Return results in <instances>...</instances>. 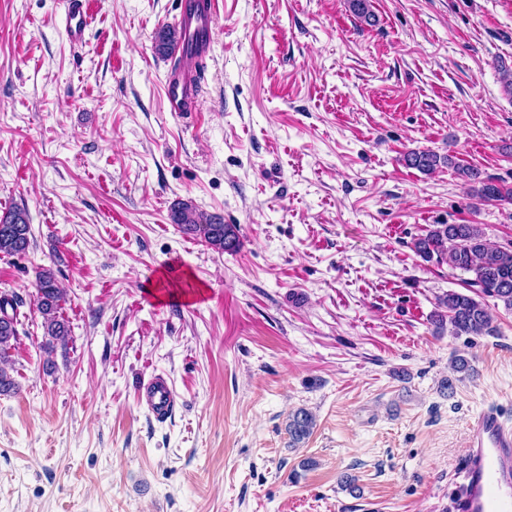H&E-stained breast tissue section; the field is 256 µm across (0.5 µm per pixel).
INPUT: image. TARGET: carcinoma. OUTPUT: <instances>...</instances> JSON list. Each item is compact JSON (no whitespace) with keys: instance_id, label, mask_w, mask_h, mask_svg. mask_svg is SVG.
Masks as SVG:
<instances>
[{"instance_id":"1","label":"carcinoma","mask_w":512,"mask_h":512,"mask_svg":"<svg viewBox=\"0 0 512 512\" xmlns=\"http://www.w3.org/2000/svg\"><path fill=\"white\" fill-rule=\"evenodd\" d=\"M349 6L362 21L370 23L374 19L370 0H349ZM180 42V33L175 28H164L156 36L157 49L164 55L175 52ZM404 162L426 174L453 167L468 186L467 193L480 202L487 205L512 202V186L484 177L478 168L460 165L450 155L415 149L404 155ZM170 218L184 233L202 239L218 251L234 253L242 247L237 225L225 224L188 202L173 207ZM32 241L26 211L14 209L0 215L1 256L24 255ZM414 250L425 262L438 265L445 262L469 275L465 283L471 293L450 291L439 298L438 310L433 315L437 327L449 328L453 336L495 335L496 328L492 325L486 298H492L505 310L512 311V241L505 245L488 243L480 224H432L426 234L416 238ZM36 288V307L46 336L44 349L51 352L57 345L65 349L71 340V330L62 314L63 290L58 286L54 272L48 268L36 271ZM20 304L14 294L0 291V392L15 388L9 368L19 336L17 308ZM314 425L315 416L308 409L301 407L291 413L287 424L289 446L294 448L308 438Z\"/></svg>"}]
</instances>
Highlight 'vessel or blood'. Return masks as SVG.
<instances>
[{
  "mask_svg": "<svg viewBox=\"0 0 512 512\" xmlns=\"http://www.w3.org/2000/svg\"><path fill=\"white\" fill-rule=\"evenodd\" d=\"M182 47L166 73L165 97L171 112L200 108L204 84L197 67L214 51L215 0H181ZM90 24L87 0H66L61 30L74 44L82 43ZM145 402L155 417H165L175 404L167 381L153 379ZM455 512H512V428L496 409L480 413L471 430L463 483L453 503Z\"/></svg>",
  "mask_w": 512,
  "mask_h": 512,
  "instance_id": "vessel-or-blood-1",
  "label": "vessel or blood"
}]
</instances>
